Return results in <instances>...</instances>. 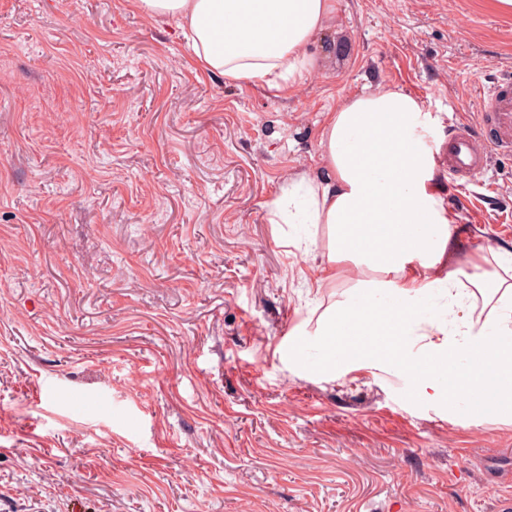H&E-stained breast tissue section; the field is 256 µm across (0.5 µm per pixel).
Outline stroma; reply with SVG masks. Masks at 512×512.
Wrapping results in <instances>:
<instances>
[{"label": "stroma", "mask_w": 512, "mask_h": 512, "mask_svg": "<svg viewBox=\"0 0 512 512\" xmlns=\"http://www.w3.org/2000/svg\"><path fill=\"white\" fill-rule=\"evenodd\" d=\"M280 92L190 64L131 0H0V504L9 512H499L512 415L405 367H322L310 224L327 112L398 88L475 121L512 71L491 0H336ZM459 255L512 254V158L440 178Z\"/></svg>", "instance_id": "1"}]
</instances>
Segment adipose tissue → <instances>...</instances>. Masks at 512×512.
Listing matches in <instances>:
<instances>
[{
  "instance_id": "obj_1",
  "label": "adipose tissue",
  "mask_w": 512,
  "mask_h": 512,
  "mask_svg": "<svg viewBox=\"0 0 512 512\" xmlns=\"http://www.w3.org/2000/svg\"><path fill=\"white\" fill-rule=\"evenodd\" d=\"M146 16L172 25L199 68L227 80L280 88L300 81L307 49L335 0H132ZM321 171L295 173L268 205L272 224L323 225L326 252L314 284L336 278L350 261L372 271L317 319L326 369L347 353L407 367L435 363L452 377L443 388L421 376L420 389L463 399L485 375L496 384L493 409H512V256L489 252L461 261L455 226L437 180L435 121L398 89L363 92L329 112L320 141ZM448 291L465 341L428 320L433 289ZM428 321L431 339L411 352L406 338Z\"/></svg>"
}]
</instances>
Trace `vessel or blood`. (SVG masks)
I'll use <instances>...</instances> for the list:
<instances>
[{"mask_svg": "<svg viewBox=\"0 0 512 512\" xmlns=\"http://www.w3.org/2000/svg\"><path fill=\"white\" fill-rule=\"evenodd\" d=\"M512 155V75L505 74L484 91L476 124L454 123L442 144L445 170L459 188H467L492 159Z\"/></svg>", "mask_w": 512, "mask_h": 512, "instance_id": "b4317fda", "label": "vessel or blood"}]
</instances>
